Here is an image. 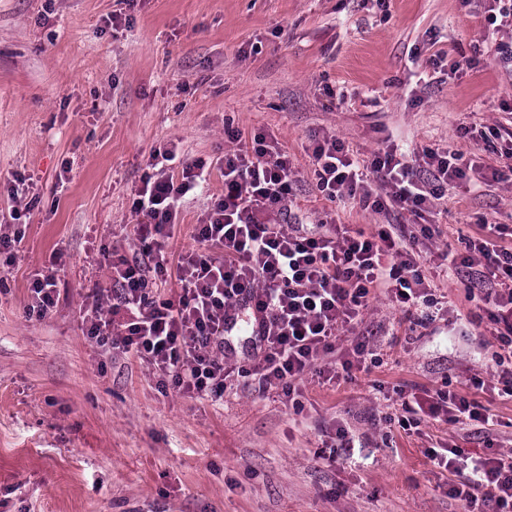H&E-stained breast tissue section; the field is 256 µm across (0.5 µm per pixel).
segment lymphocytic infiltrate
Instances as JSON below:
<instances>
[{
    "instance_id": "obj_1",
    "label": "lymphocytic infiltrate",
    "mask_w": 512,
    "mask_h": 512,
    "mask_svg": "<svg viewBox=\"0 0 512 512\" xmlns=\"http://www.w3.org/2000/svg\"><path fill=\"white\" fill-rule=\"evenodd\" d=\"M224 195L194 229L196 249L171 259L168 241L177 227L182 199L194 190L206 163H178L169 149L151 152L141 184L133 192L134 232L143 253L131 259L105 252L108 279L87 294L82 309L86 337L103 352L132 356L156 380L161 394L220 398L233 376L251 378L258 392L280 390L286 404L302 412L308 379L333 385L369 371L381 357L357 329L372 300L386 297L410 325L429 327L440 304L437 286L420 265L423 241L438 237L424 223L451 184L487 186L512 179V138L498 154L504 163L487 170L463 153L423 147L408 155L389 147L359 158L338 137L312 135L311 173L329 201H358L381 214L397 208L408 224H384L374 232L348 224L290 223L293 161L265 134L251 147L241 133L225 128ZM181 164L180 177L168 172ZM381 183L373 192L369 181ZM25 178L11 185V221L0 224V264L15 265L24 238L12 226L34 209ZM502 224L482 225L463 250H443L447 277L461 278L474 308L466 320L479 328L491 349L484 364L469 367L467 389L451 381L429 390H400L397 422L403 429L430 418L483 436V452L466 457L451 443L428 449L448 474V496L460 512H512V451L492 431L494 416L478 401L490 392L512 401V245ZM62 252L30 285L29 317L44 318L56 305ZM176 280V297L161 298L160 286ZM255 309L260 318L244 354H237L225 325Z\"/></svg>"
}]
</instances>
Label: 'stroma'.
<instances>
[{
	"label": "stroma",
	"instance_id": "1",
	"mask_svg": "<svg viewBox=\"0 0 512 512\" xmlns=\"http://www.w3.org/2000/svg\"><path fill=\"white\" fill-rule=\"evenodd\" d=\"M115 13L129 26L112 30ZM499 40L474 0H0V211L15 175L38 198L21 255L0 274V512H458L426 451L452 440L470 456L478 440L382 420L394 387L448 376L464 387L484 351L444 321L413 331L375 300L364 326L382 365L334 387L308 381L295 415L251 387L216 401L161 394L137 360L86 338L81 309L108 275L100 250L139 251L132 192L155 149L175 150V175L181 161L208 163L168 246L194 248L195 224L224 194L228 123L243 142L263 132L288 151L302 222L409 223L325 199L308 139L336 135L362 158L439 146L498 165L458 128L512 134ZM475 56L484 67L453 71ZM433 221L430 268L482 223L512 228V184L448 190ZM58 250L57 304L27 318L30 279ZM338 422L361 445L333 464L316 452Z\"/></svg>",
	"mask_w": 512,
	"mask_h": 512
}]
</instances>
